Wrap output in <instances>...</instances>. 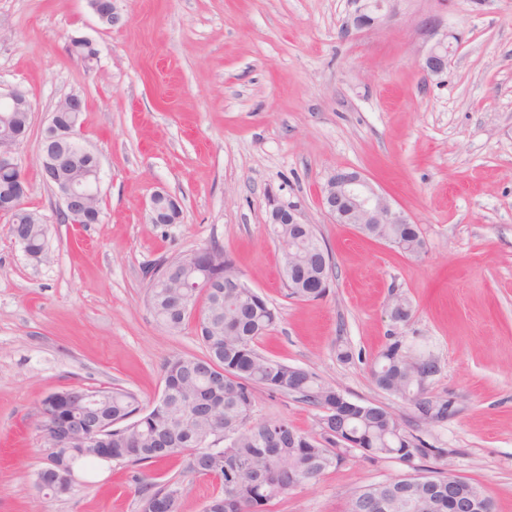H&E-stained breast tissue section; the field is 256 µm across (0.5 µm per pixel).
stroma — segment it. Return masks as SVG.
I'll return each instance as SVG.
<instances>
[{
	"label": "stroma",
	"mask_w": 512,
	"mask_h": 512,
	"mask_svg": "<svg viewBox=\"0 0 512 512\" xmlns=\"http://www.w3.org/2000/svg\"><path fill=\"white\" fill-rule=\"evenodd\" d=\"M102 24L89 0H0V93L34 105L21 146L26 205L47 223L31 261L0 220V512H141L140 487L182 483L180 512H203L219 485L187 456L80 468L70 493L36 485L49 465L40 400L74 385L120 387L151 405L175 355L200 356L195 320L171 333L146 300L145 267L216 244L278 312L259 352L306 368L349 401L388 408L429 449L412 465L354 455L269 512H343L360 487L408 474L477 483L512 512V0H392L381 23L348 29L356 0H117ZM460 43L442 77L423 71L434 29ZM99 51L84 64L71 40ZM86 103L84 145L100 159L103 218L62 222L42 178L40 137L58 102ZM362 171L421 228L408 256L336 224L321 190ZM182 208L153 224L151 194ZM297 205L333 255L323 298H290L267 218ZM414 314L401 337L435 358L439 423L379 389L371 368L392 341L391 292ZM256 420L319 436V412L256 391Z\"/></svg>",
	"instance_id": "stroma-1"
}]
</instances>
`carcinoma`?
I'll list each match as a JSON object with an SVG mask.
<instances>
[{
  "label": "carcinoma",
  "instance_id": "1",
  "mask_svg": "<svg viewBox=\"0 0 512 512\" xmlns=\"http://www.w3.org/2000/svg\"><path fill=\"white\" fill-rule=\"evenodd\" d=\"M4 124L27 130L30 118L6 111L0 102V126ZM94 168L95 157L83 152L82 144L71 143L60 163V176L88 180ZM11 230L27 255L46 251L47 225L23 203L12 215ZM389 230L404 241L405 253L425 247L416 224H396ZM320 243L317 236L304 242L311 253L295 269L299 280L305 282L317 273L320 256L313 249ZM177 260L181 285L161 279L149 283L147 302L156 322L170 332L180 330L203 302L197 326L205 353L167 360L166 398L145 414L134 392L119 387L98 390L97 420L116 426L82 449L84 464L94 466L109 453L116 460L156 462L194 449L197 463L188 465V471L210 474L220 482L221 490L207 503L210 512H268L272 502L317 479L355 449L369 459L427 454L424 444H416L417 438L405 429L394 433L398 422L386 407L351 403L317 374L259 353L257 342L275 325L277 311L252 288L224 287L234 263L223 247L212 244ZM435 368L433 358H412L396 340L378 355L373 376L379 389L408 402L418 418L439 422L448 414V402L432 399L424 389L426 374ZM259 387L295 394L318 409L321 439L283 420H253ZM215 408L223 422L224 441L209 447ZM429 484L446 489L448 477L417 476L361 487L347 495L345 512H361L379 497L390 498L391 512H433Z\"/></svg>",
  "mask_w": 512,
  "mask_h": 512
}]
</instances>
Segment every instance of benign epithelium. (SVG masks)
Returning a JSON list of instances; mask_svg holds the SVG:
<instances>
[{
	"label": "benign epithelium",
	"instance_id": "1",
	"mask_svg": "<svg viewBox=\"0 0 512 512\" xmlns=\"http://www.w3.org/2000/svg\"><path fill=\"white\" fill-rule=\"evenodd\" d=\"M352 18V25L357 28L373 27L378 24L392 0H358ZM90 6L98 19L105 23L115 17L114 0H89ZM436 40L424 58V70L431 77L443 75L448 68L452 53V41L457 36L446 31H434ZM0 100L7 103L14 112H33V105L28 95L15 89L0 94ZM85 109L83 99L78 95H68L56 106L57 112L82 113ZM82 139L81 128L71 125L62 134L47 140V146L39 153L43 176L52 183L59 198L60 213L67 216L73 224H83L88 218V207L99 201V189L82 187L79 182L61 183L53 175V168L60 161L62 153L59 147ZM20 143L17 134L9 130L0 133V168L17 173V177L0 197V217L9 218L28 193V184L23 175L22 159L19 155ZM321 205L338 224H353L361 233L374 224H408L410 219L404 212L396 209L390 200L380 193L364 173L357 169L340 168L327 179L321 192ZM150 218L176 223L180 218L178 202L164 191H156L149 201ZM267 223L276 227L280 224H297L305 233L311 231L312 225L306 223L298 208L294 205L277 206L268 215ZM176 271L175 260H166L146 272L149 282L159 277H168ZM36 429L44 445L52 448L60 458L71 454L75 448L87 446L96 429L86 423H80L65 416L53 422H45L42 414H37ZM53 481L62 489H72L74 468L69 464H54L51 469ZM175 500L160 492L153 494L146 502L147 512H175ZM443 512H494L491 500L483 497L456 498L448 496V508Z\"/></svg>",
	"mask_w": 512,
	"mask_h": 512
}]
</instances>
